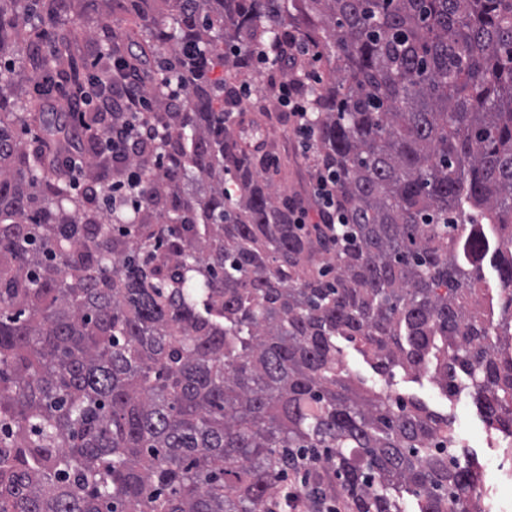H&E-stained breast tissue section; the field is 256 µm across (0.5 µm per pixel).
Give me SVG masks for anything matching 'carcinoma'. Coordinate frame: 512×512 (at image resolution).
<instances>
[{
    "mask_svg": "<svg viewBox=\"0 0 512 512\" xmlns=\"http://www.w3.org/2000/svg\"><path fill=\"white\" fill-rule=\"evenodd\" d=\"M93 2L0 0V512H288L297 468L307 512H486L451 418L392 386L512 439V0H112L88 31ZM291 35L332 75L304 90L336 226L292 223L230 112ZM134 77L139 115L106 96ZM129 118L160 133L104 149Z\"/></svg>",
    "mask_w": 512,
    "mask_h": 512,
    "instance_id": "carcinoma-1",
    "label": "carcinoma"
}]
</instances>
